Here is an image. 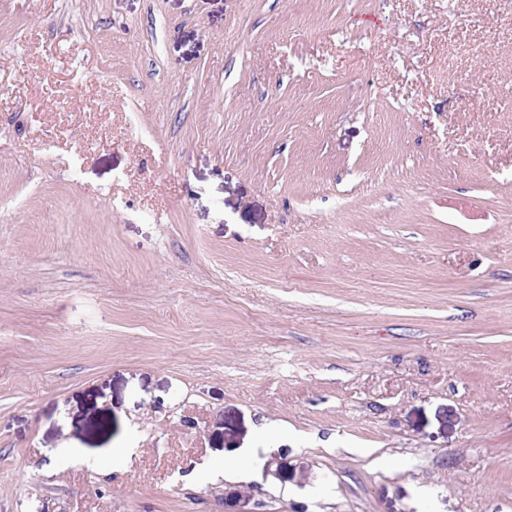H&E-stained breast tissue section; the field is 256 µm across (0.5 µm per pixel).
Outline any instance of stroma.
<instances>
[{
    "instance_id": "35a3bbf8",
    "label": "stroma",
    "mask_w": 512,
    "mask_h": 512,
    "mask_svg": "<svg viewBox=\"0 0 512 512\" xmlns=\"http://www.w3.org/2000/svg\"><path fill=\"white\" fill-rule=\"evenodd\" d=\"M0 126V512H512V0H0Z\"/></svg>"
}]
</instances>
